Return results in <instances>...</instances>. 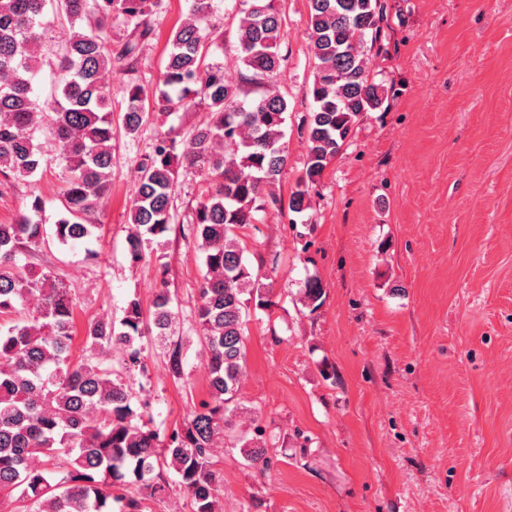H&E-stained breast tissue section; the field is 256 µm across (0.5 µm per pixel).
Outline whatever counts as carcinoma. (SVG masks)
I'll use <instances>...</instances> for the list:
<instances>
[{"mask_svg": "<svg viewBox=\"0 0 512 512\" xmlns=\"http://www.w3.org/2000/svg\"><path fill=\"white\" fill-rule=\"evenodd\" d=\"M276 0H244L236 32L244 67L232 83L213 57L224 34L209 23L214 0H193L189 16L168 39L165 64L152 98L134 80L126 86L125 133L147 124L163 126L173 112L198 105L210 112L204 127L181 137L160 133L140 162L130 211L127 256L141 263L174 222L173 198L184 168L204 175L205 189L193 208L192 237L204 274L195 310L207 369L208 399L178 428L160 435L150 427L147 402L136 400L127 379L145 373L141 340L155 336L176 380L185 378L190 336L172 335L171 292L159 288L149 311L132 299L115 322L96 318L85 326L89 354L75 360L77 308L71 291L51 270L23 263V251L49 236L60 243L93 236L95 215L110 192L112 108L107 77L135 72L139 44L152 33L150 18L163 0H0V175L25 181L43 167L31 131L46 127L63 164V213L52 228L42 224L43 198L31 194L26 213L0 224V493L19 491L27 512H140L139 501L112 488L134 485L153 497L164 465L174 468L193 512H217L211 451L238 406L246 361L245 324L250 306L268 307L255 287L237 230L255 221L259 202L279 208L273 192L288 164L279 145L289 104L275 87L284 58L279 41L284 16ZM314 108L305 126V176L290 194L288 210L304 213L311 192L347 141L356 120L378 109L385 88L374 81L366 45L380 35V0H308ZM130 27L112 49V18ZM69 26L68 39L50 67L54 91L34 93L43 66L41 47L54 23ZM325 290L305 283L304 301L317 309ZM119 352L106 363L101 350ZM256 424L232 437L250 464H268Z\"/></svg>", "mask_w": 512, "mask_h": 512, "instance_id": "1", "label": "carcinoma"}]
</instances>
